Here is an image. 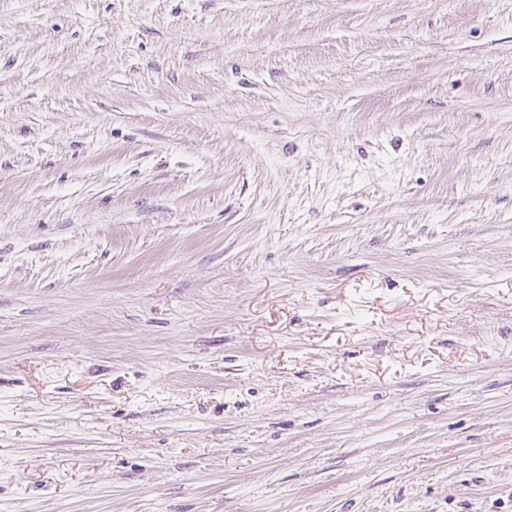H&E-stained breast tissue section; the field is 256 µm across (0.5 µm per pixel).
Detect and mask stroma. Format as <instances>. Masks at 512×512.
<instances>
[{
	"label": "stroma",
	"mask_w": 512,
	"mask_h": 512,
	"mask_svg": "<svg viewBox=\"0 0 512 512\" xmlns=\"http://www.w3.org/2000/svg\"><path fill=\"white\" fill-rule=\"evenodd\" d=\"M0 512H512V0H0Z\"/></svg>",
	"instance_id": "1"
}]
</instances>
